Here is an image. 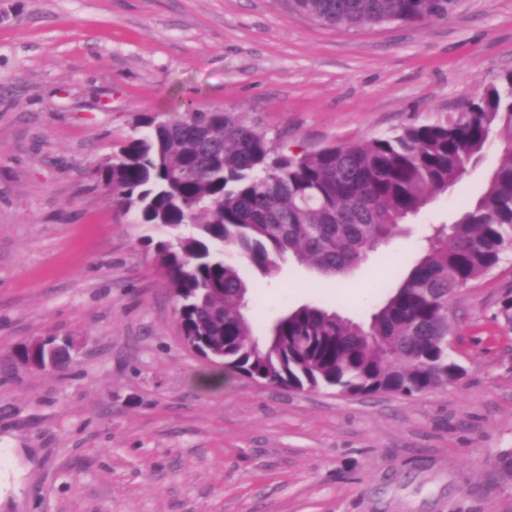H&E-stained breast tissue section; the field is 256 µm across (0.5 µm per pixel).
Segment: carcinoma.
Returning <instances> with one entry per match:
<instances>
[{"label": "carcinoma", "mask_w": 512, "mask_h": 512, "mask_svg": "<svg viewBox=\"0 0 512 512\" xmlns=\"http://www.w3.org/2000/svg\"><path fill=\"white\" fill-rule=\"evenodd\" d=\"M459 0H288L326 26L358 30L447 19ZM93 174L115 207L167 238L154 245L186 333L206 360L298 390L411 397L454 382L448 300L512 250V73L445 121L317 151L277 149L233 111L149 115ZM502 141L480 193L434 227L423 257L365 321L303 304L264 342L244 309L249 286L226 254L263 276L287 256L340 276L448 192ZM495 319L512 330V294Z\"/></svg>", "instance_id": "carcinoma-1"}]
</instances>
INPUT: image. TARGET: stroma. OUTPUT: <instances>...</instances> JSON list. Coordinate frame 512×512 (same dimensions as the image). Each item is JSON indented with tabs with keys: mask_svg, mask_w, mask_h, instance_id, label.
Here are the masks:
<instances>
[{
	"mask_svg": "<svg viewBox=\"0 0 512 512\" xmlns=\"http://www.w3.org/2000/svg\"><path fill=\"white\" fill-rule=\"evenodd\" d=\"M510 71L512 0L359 31L286 0H0V466L22 474L0 512H512V252L451 304L455 384L299 391L182 344L163 230L88 175L146 115L221 107L312 152L446 120ZM495 163L340 279L281 260L255 334L306 303L367 319ZM47 336L78 341L66 373L15 359Z\"/></svg>",
	"mask_w": 512,
	"mask_h": 512,
	"instance_id": "1",
	"label": "stroma"
}]
</instances>
